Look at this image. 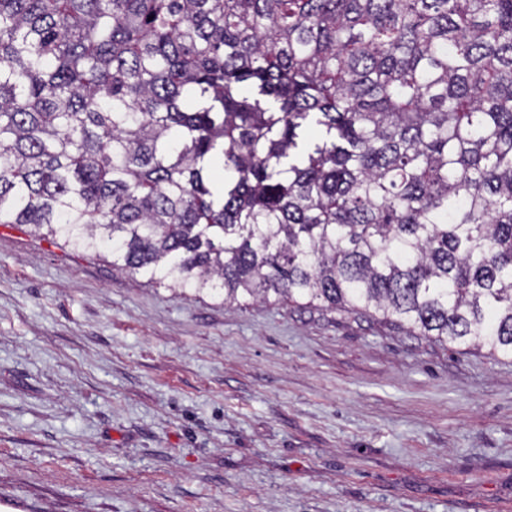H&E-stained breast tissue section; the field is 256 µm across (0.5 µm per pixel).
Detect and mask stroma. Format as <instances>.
Masks as SVG:
<instances>
[{
	"mask_svg": "<svg viewBox=\"0 0 512 512\" xmlns=\"http://www.w3.org/2000/svg\"><path fill=\"white\" fill-rule=\"evenodd\" d=\"M0 512H512V357L0 224Z\"/></svg>",
	"mask_w": 512,
	"mask_h": 512,
	"instance_id": "obj_1",
	"label": "stroma"
}]
</instances>
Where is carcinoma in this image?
I'll return each mask as SVG.
<instances>
[{
    "instance_id": "cac0c4a2",
    "label": "carcinoma",
    "mask_w": 512,
    "mask_h": 512,
    "mask_svg": "<svg viewBox=\"0 0 512 512\" xmlns=\"http://www.w3.org/2000/svg\"><path fill=\"white\" fill-rule=\"evenodd\" d=\"M0 224L512 356V0H0Z\"/></svg>"
}]
</instances>
